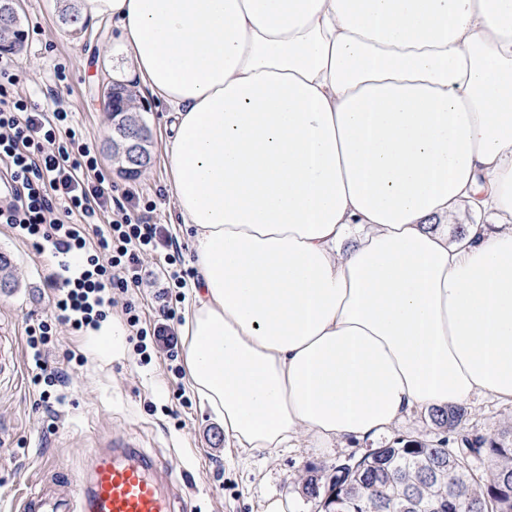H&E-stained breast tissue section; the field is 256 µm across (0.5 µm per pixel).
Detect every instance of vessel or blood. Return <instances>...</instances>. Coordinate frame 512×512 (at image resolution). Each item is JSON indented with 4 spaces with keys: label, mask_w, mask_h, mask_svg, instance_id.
Returning <instances> with one entry per match:
<instances>
[{
    "label": "vessel or blood",
    "mask_w": 512,
    "mask_h": 512,
    "mask_svg": "<svg viewBox=\"0 0 512 512\" xmlns=\"http://www.w3.org/2000/svg\"><path fill=\"white\" fill-rule=\"evenodd\" d=\"M17 512H175L156 462L136 445L112 442L93 457L79 492L55 498L31 487L18 497Z\"/></svg>",
    "instance_id": "vessel-or-blood-1"
}]
</instances>
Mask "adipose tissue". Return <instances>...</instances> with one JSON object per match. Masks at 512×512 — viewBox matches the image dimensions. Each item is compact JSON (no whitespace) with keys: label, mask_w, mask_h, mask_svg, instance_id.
Here are the masks:
<instances>
[{"label":"adipose tissue","mask_w":512,"mask_h":512,"mask_svg":"<svg viewBox=\"0 0 512 512\" xmlns=\"http://www.w3.org/2000/svg\"><path fill=\"white\" fill-rule=\"evenodd\" d=\"M166 108L191 387L246 451L512 405V0H80ZM488 215L449 238L462 208Z\"/></svg>","instance_id":"adipose-tissue-1"}]
</instances>
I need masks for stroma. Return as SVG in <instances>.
<instances>
[{
	"label": "stroma",
	"mask_w": 512,
	"mask_h": 512,
	"mask_svg": "<svg viewBox=\"0 0 512 512\" xmlns=\"http://www.w3.org/2000/svg\"><path fill=\"white\" fill-rule=\"evenodd\" d=\"M63 0H15L17 27L24 35L15 60L23 89L49 87L56 67L67 75L61 96L74 114L75 125L90 136L100 166L112 186L131 190L140 201H153L151 223L163 225L183 247L182 261L191 265V241L181 236L165 153V107L154 98L137 95L135 112L151 134L152 161L138 176L117 174L108 155L102 129L110 122L103 112V82L123 63L118 33L110 21H84L81 32L59 22ZM12 259L18 288L0 290V339L12 348L16 375L0 378V512H11L12 501L30 486L65 475L78 483L92 453L115 439H125L152 456L167 485L177 494L176 512H263L268 499L287 496L292 512H316L315 501L303 488L307 478L327 484L336 463L361 457L370 448L400 437L434 435L427 413L405 417L389 433L371 441H347L320 448L308 441L293 447L245 453L224 436V425L189 386L186 375L171 371L166 349L140 354L121 306H114L108 324L118 326L117 350L101 353L91 346L94 327L78 333L60 329L56 357L73 351L84 355L70 364L64 404L46 409L41 390L30 381L26 327L54 315L44 275L52 263L30 242L0 224V253ZM143 284L134 297L143 319L154 320L167 282L163 259H143ZM462 429L486 436L512 424V407L483 398L468 405Z\"/></svg>",
	"instance_id": "35a3bbf8"
}]
</instances>
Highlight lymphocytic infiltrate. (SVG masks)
<instances>
[{"label": "lymphocytic infiltrate", "mask_w": 512, "mask_h": 512, "mask_svg": "<svg viewBox=\"0 0 512 512\" xmlns=\"http://www.w3.org/2000/svg\"><path fill=\"white\" fill-rule=\"evenodd\" d=\"M17 82L13 56L1 52L0 181L11 183L14 194L0 204V224L58 258L46 278L55 317L26 328L31 382L44 386L43 403L50 409L65 400V366L74 359L68 353L62 362L49 360L58 326L75 332L98 326L122 295L137 338L173 346L176 305L164 302L158 320L146 324L127 294L142 282L143 255H163L175 287L185 286L189 272L180 266V247L145 214L122 206L118 218L101 223V213L111 206L112 187L98 170L93 142L84 138L61 102L36 103L16 91Z\"/></svg>", "instance_id": "f902f5d3"}]
</instances>
